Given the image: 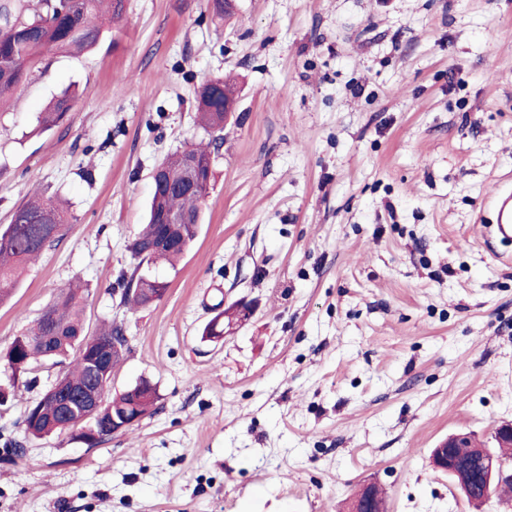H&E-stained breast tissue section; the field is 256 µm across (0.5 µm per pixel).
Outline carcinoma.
<instances>
[{
	"instance_id": "cac0c4a2",
	"label": "carcinoma",
	"mask_w": 512,
	"mask_h": 512,
	"mask_svg": "<svg viewBox=\"0 0 512 512\" xmlns=\"http://www.w3.org/2000/svg\"><path fill=\"white\" fill-rule=\"evenodd\" d=\"M0 0V109L6 96L27 82L42 59L51 53L85 51L94 48L103 33V25L122 17L125 0ZM235 92L234 85L222 77L205 80L197 92L201 125L207 134L224 128V95ZM73 105L70 98L56 99L40 117V125L49 129L64 122ZM217 139L189 144L165 158L161 165L169 177L181 178L187 160L195 162L202 179L198 190L188 193L160 185L153 189L146 224L131 245L138 264L126 286L122 300L133 308L150 306V293L166 284L150 274L151 265L159 260L180 259L193 245L201 220V207L209 194L212 172L211 147ZM171 215L189 216L187 224H169ZM64 210L51 198L36 194L21 203L11 222L0 227V303L11 298L18 286L21 272L50 243L59 239L66 224ZM87 298L79 285L61 289L41 316L20 336L0 360L21 365L29 370L53 360L68 367L63 374L67 384L77 390L100 386L88 372L91 351L99 345L112 347V337L125 334L123 326L113 324L90 333L85 326ZM215 315L207 322L203 335H224V311L213 307ZM80 340L73 343L70 337ZM103 405L92 420H86L82 407L70 413V422L77 428L94 425L101 432L112 433V416L123 413L144 415L155 405V390L146 380L136 383L135 393L112 394L111 387L102 388ZM25 434L43 438L56 433L55 399L44 394L25 413Z\"/></svg>"
}]
</instances>
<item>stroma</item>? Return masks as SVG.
<instances>
[{"label": "stroma", "instance_id": "stroma-1", "mask_svg": "<svg viewBox=\"0 0 512 512\" xmlns=\"http://www.w3.org/2000/svg\"><path fill=\"white\" fill-rule=\"evenodd\" d=\"M233 77L191 251L133 311L120 276L167 154L204 139L197 91ZM69 122L42 129L62 93ZM512 179V0H126L91 51L51 54L0 111V225L29 190L70 218L0 303V352L74 281L123 325L119 392L158 400L96 447L0 456V512H473L431 451L512 422V265L476 227ZM252 312L203 339L212 307ZM32 388L0 362V434ZM378 485L374 483H366L362 485L350 502L349 512H377V495ZM378 510L386 512L385 497L383 493H379Z\"/></svg>", "mask_w": 512, "mask_h": 512}]
</instances>
